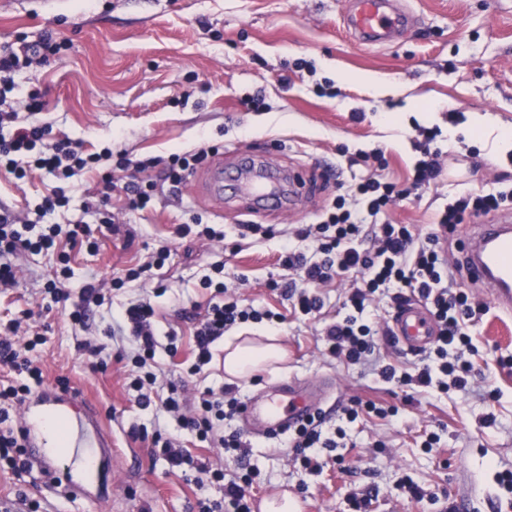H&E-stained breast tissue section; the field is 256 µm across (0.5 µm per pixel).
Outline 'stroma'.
Masks as SVG:
<instances>
[{
	"mask_svg": "<svg viewBox=\"0 0 512 512\" xmlns=\"http://www.w3.org/2000/svg\"><path fill=\"white\" fill-rule=\"evenodd\" d=\"M405 2L416 17L412 28L394 44L372 47L346 29V0H0V45L47 31L69 45L14 77L16 95L42 93L47 108L36 119L50 125L53 136L96 152L108 145L134 160L217 144L225 167H233L242 152L302 171L313 182L285 216L250 213L247 197L229 188L223 203H216L190 184L179 198L156 195L143 215L123 209L118 195L105 194L97 174L78 179L68 210L51 220L88 222L103 239L100 251L72 250L66 304L43 292L57 268L55 255L20 256L26 276L19 287L0 292V322L33 310L46 338L33 354L44 369L45 389L65 376L71 393L98 406L115 448L112 495L100 504L70 503L50 479L0 471V500L15 499L22 489L44 503L43 512H196L199 495L220 498L217 486L202 491L166 473L164 461L130 435L135 428L175 427L168 414L137 405L118 345L104 334L111 310L136 298L139 283L114 292L111 308L94 309L86 328L72 327L68 319L83 283L121 275L165 243L174 252L166 291L150 298L159 336L177 335L175 355L160 357L164 368L192 363L188 314L206 305L210 293L199 282L220 261L228 286L246 302L285 317L278 328L284 360L239 378L243 398L283 380L328 376L337 382L334 405L357 397L399 408L394 418L362 416L348 432L342 463L327 459L315 471L301 468L291 449L251 438V461L261 472L254 496H285L304 512H350L349 497L373 488L378 496L371 512H444L461 501L470 512H512V490L500 481L503 471H512V372L498 366L499 358L512 357V318L492 309L470 325L478 351L473 390L419 392L407 405L401 389L377 373L328 356L322 323L295 315L269 286L292 276L278 261L279 230L314 223L336 192L335 181L322 175L324 165H344L379 148L390 163L385 177L403 182L417 159V126L444 130L449 113L463 121L478 112L512 129V0ZM300 60L305 68H297ZM326 79L337 96L317 93V83ZM254 95L264 99L263 108L246 104ZM454 149L467 154V162L444 160L437 185L396 207L394 222L433 229L446 197L512 181V152L493 153L485 137L461 133ZM48 185L37 175L22 182L2 172L0 201L23 213L35 208ZM99 202L120 220L118 234L101 224ZM194 215L223 227V248L176 236L177 225ZM242 224L277 234L243 239ZM85 339L104 347L106 372L86 366L78 350ZM485 384L500 390L499 401L479 395ZM434 430L440 444L425 450L423 435ZM405 475L426 490L423 500L393 494Z\"/></svg>",
	"mask_w": 512,
	"mask_h": 512,
	"instance_id": "35a3bbf8",
	"label": "stroma"
}]
</instances>
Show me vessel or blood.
Masks as SVG:
<instances>
[{"label": "vessel or blood", "mask_w": 512, "mask_h": 512, "mask_svg": "<svg viewBox=\"0 0 512 512\" xmlns=\"http://www.w3.org/2000/svg\"><path fill=\"white\" fill-rule=\"evenodd\" d=\"M344 20L354 38L362 44L384 46L398 39L413 25L415 17L400 0H348ZM242 192L250 194L259 210L287 214L290 210L278 190L270 166L255 169L243 159L234 178ZM463 261L469 278L485 288L495 309L512 317V215L496 224L471 225L463 247ZM395 340L407 351L427 348L435 339L436 325L422 304L408 303L392 318ZM333 379L287 380L261 391L242 408L248 433L264 438L287 434L321 410L333 392ZM52 416L73 435L68 444L72 453L84 454L90 473L100 461L110 459L112 444L96 410L85 400H46L35 397L22 406V422L31 456L38 470L61 475L66 491L75 500H93L94 480L75 479L63 463V455L53 450L42 422Z\"/></svg>", "instance_id": "vessel-or-blood-1"}]
</instances>
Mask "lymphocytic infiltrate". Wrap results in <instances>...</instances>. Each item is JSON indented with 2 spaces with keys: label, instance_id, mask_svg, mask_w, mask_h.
Segmentation results:
<instances>
[{
  "label": "lymphocytic infiltrate",
  "instance_id": "1",
  "mask_svg": "<svg viewBox=\"0 0 512 512\" xmlns=\"http://www.w3.org/2000/svg\"><path fill=\"white\" fill-rule=\"evenodd\" d=\"M60 49V42L49 32L35 42L21 39L0 48V171L22 179L38 170L54 182L36 206L33 217L19 215L0 203V288L15 287L23 275L22 268L14 262L15 256L53 250L58 254L60 269L54 279L45 283L44 291L58 303L68 298L69 247H99L87 223L78 221L64 230L50 220L52 214L68 206L67 189L75 180L87 172L99 171L105 188L123 189L126 208L141 211L152 203L158 184H166L169 193L181 196L187 179L215 152L210 146L174 153L165 159L134 161L122 154L113 155L108 148L89 153L80 142L51 139L46 125L20 123V112L42 111L45 103L35 92L13 97L12 73L47 61ZM419 134L413 142L419 157L407 183L398 184L382 177L388 161L383 151H376L372 155L376 169L352 174L338 182V193L318 222L301 224L289 231V241L279 256L280 263L297 274L296 279L280 284V294L292 300L294 309L302 315L320 317L324 302L317 293L318 287L335 280H350V291L337 307L335 317L325 325L323 340L329 356L351 365L376 364L379 339L390 333L389 327L381 326L368 311L378 290L395 289L394 300L399 306L411 299L425 304L439 334L417 373L409 374L393 364L379 366L381 380L405 388L404 399L408 402L418 388L443 394L452 389L467 390L474 371L469 358L474 349L469 324L483 307L473 302L464 286L461 268L450 263L445 245L466 214L499 210L512 203L511 186L488 193L470 192L449 199L440 212L437 229L422 233L411 224L391 223L387 218L391 207L428 189L442 172L443 150L436 143L440 129L423 127ZM171 256L170 247L163 245L147 261L127 268L123 276L113 278L111 283L84 284L83 304L70 312L71 322L85 325L93 307L109 300L111 288L152 281ZM201 286L212 290L214 300L197 317L195 360L169 376L158 377L156 356L162 351L174 354L177 346L172 342L160 343L151 303L137 300L119 316L118 330L130 343L122 358L137 370L131 387L138 405L145 409L160 405L178 426L174 433L142 429L134 431L133 436L150 440L168 471L193 478L200 486L208 481L222 486L223 498L198 499L197 512H251L250 488L259 472L241 435L224 431L225 419L239 413L243 406L238 386L205 388L190 403L184 397L185 383L193 377H206L213 359L212 347L228 330L248 321L278 325L284 317L269 309L242 304L224 280L223 263L212 265ZM20 326V320L15 319L0 331V364L13 373L11 380L0 383V469H9L17 476L31 473L34 468L25 450V434L17 409L44 382L43 370L31 353L46 342L38 332L20 336ZM325 422V413H317L284 440L303 468L317 469L318 452L336 450L337 437L346 434L341 428L336 438L326 437ZM183 430L209 447L222 449L234 464L232 471L224 472L223 468L212 467L193 456L182 445L179 433Z\"/></svg>",
  "mask_w": 512,
  "mask_h": 512
}]
</instances>
